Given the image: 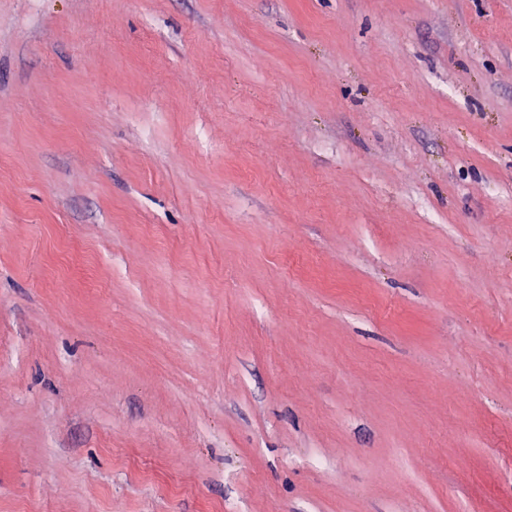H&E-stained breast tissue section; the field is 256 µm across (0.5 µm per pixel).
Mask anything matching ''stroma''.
<instances>
[{
	"instance_id": "35a3bbf8",
	"label": "stroma",
	"mask_w": 512,
	"mask_h": 512,
	"mask_svg": "<svg viewBox=\"0 0 512 512\" xmlns=\"http://www.w3.org/2000/svg\"><path fill=\"white\" fill-rule=\"evenodd\" d=\"M0 512H512V0H0Z\"/></svg>"
}]
</instances>
